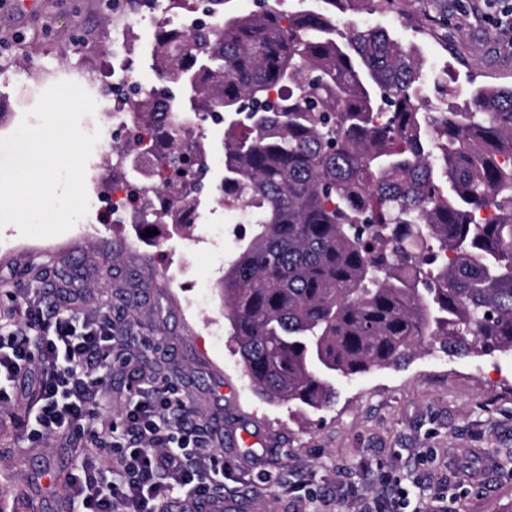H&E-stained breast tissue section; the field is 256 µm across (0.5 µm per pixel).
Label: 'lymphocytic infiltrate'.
I'll return each mask as SVG.
<instances>
[{"instance_id": "lymphocytic-infiltrate-1", "label": "lymphocytic infiltrate", "mask_w": 512, "mask_h": 512, "mask_svg": "<svg viewBox=\"0 0 512 512\" xmlns=\"http://www.w3.org/2000/svg\"><path fill=\"white\" fill-rule=\"evenodd\" d=\"M18 314L19 325L0 330V408L12 403L19 377L36 375L31 437L70 428L89 453L66 483L82 512H168L176 500L211 497L224 466L183 401L154 389L140 393L120 421L98 416L96 396L115 341L111 324L67 310L49 322L34 299Z\"/></svg>"}]
</instances>
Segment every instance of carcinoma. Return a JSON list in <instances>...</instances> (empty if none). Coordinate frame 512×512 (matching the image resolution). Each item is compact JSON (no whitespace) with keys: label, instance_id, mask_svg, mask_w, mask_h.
Masks as SVG:
<instances>
[{"label":"carcinoma","instance_id":"1","mask_svg":"<svg viewBox=\"0 0 512 512\" xmlns=\"http://www.w3.org/2000/svg\"><path fill=\"white\" fill-rule=\"evenodd\" d=\"M213 24L160 23L153 65L181 112H222L224 200L256 233L224 269L228 322L253 390L321 411L336 380L396 364L426 338L457 357L512 353V87L454 90L387 29L317 6ZM138 186L139 236L183 179L179 132ZM147 229L158 234L148 236Z\"/></svg>","mask_w":512,"mask_h":512}]
</instances>
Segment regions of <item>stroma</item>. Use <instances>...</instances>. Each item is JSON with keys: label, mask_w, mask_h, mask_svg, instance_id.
I'll use <instances>...</instances> for the list:
<instances>
[{"label": "stroma", "mask_w": 512, "mask_h": 512, "mask_svg": "<svg viewBox=\"0 0 512 512\" xmlns=\"http://www.w3.org/2000/svg\"><path fill=\"white\" fill-rule=\"evenodd\" d=\"M105 0H39L17 12L0 0V70L35 92L45 72L79 61L74 48L101 16ZM340 21L391 30L447 72L458 94L473 85L512 86V52L479 14L462 15L458 0H397L394 11L355 10L337 0ZM447 13L444 28L421 26L423 15ZM223 134L211 135L203 179L202 218L188 232L153 245L139 241L133 221L97 224L43 239L0 227V313L30 298L46 313L59 287H84L81 314L111 320L122 340L109 356V401L99 414L117 419L139 383L183 400L199 434L224 459L225 499L237 512H512V355L451 357L436 348L336 382L333 407L306 414L258 396L234 353L219 282L254 234L213 207L224 169ZM34 383H18L14 403L0 409V512H73L64 491L76 465L74 438L61 432L30 439Z\"/></svg>", "instance_id": "1"}]
</instances>
